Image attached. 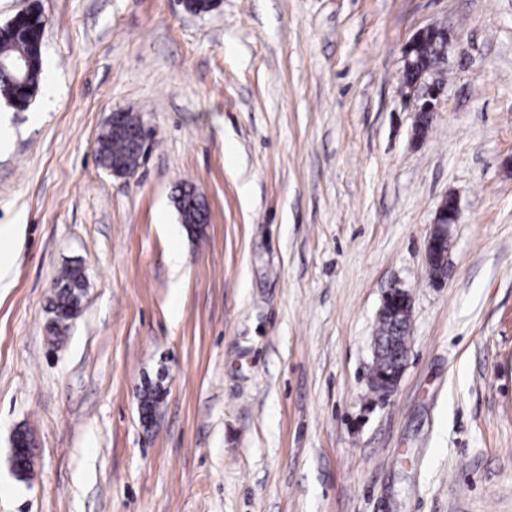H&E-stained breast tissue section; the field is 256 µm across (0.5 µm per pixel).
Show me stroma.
Returning a JSON list of instances; mask_svg holds the SVG:
<instances>
[{
    "label": "stroma",
    "instance_id": "35a3bbf8",
    "mask_svg": "<svg viewBox=\"0 0 512 512\" xmlns=\"http://www.w3.org/2000/svg\"><path fill=\"white\" fill-rule=\"evenodd\" d=\"M29 8L39 91L0 102V512H512V0H0V25ZM432 24L457 43L418 141L403 53ZM115 111L151 134L130 178L98 161ZM393 286L410 354L381 397ZM147 379L168 390L149 430ZM177 192L178 194L174 197V203L181 223L187 224L192 229L196 228L197 224H205L207 221V208L194 188L184 185ZM460 208L456 198L448 195L439 203L435 219V230L425 244L427 268L430 277L441 280L444 275L445 262L448 256V226L458 224ZM78 267H71L62 273L59 279L60 289L51 302L52 306L68 319L80 311L82 303L85 282L78 275ZM409 351L410 347L407 345L398 357L399 367L396 369L395 373L389 374L385 378L381 377L389 372L391 368L390 361L385 356H383L377 362H375L372 376L374 378L380 377V379L376 381H370V387L375 391L381 392L382 394L391 393L399 382L406 367ZM35 442L33 437L26 431H17L12 439L11 468L20 478H26L34 468Z\"/></svg>",
    "mask_w": 512,
    "mask_h": 512
}]
</instances>
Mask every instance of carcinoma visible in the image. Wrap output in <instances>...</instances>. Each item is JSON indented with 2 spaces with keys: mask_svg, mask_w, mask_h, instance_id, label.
I'll list each match as a JSON object with an SVG mask.
<instances>
[{
  "mask_svg": "<svg viewBox=\"0 0 512 512\" xmlns=\"http://www.w3.org/2000/svg\"><path fill=\"white\" fill-rule=\"evenodd\" d=\"M45 21L36 12H28L12 24L0 27V58L15 57L25 54L32 64V75L17 80L0 73V98L17 111L27 110L36 93L31 86L41 81L42 76V42ZM443 45L439 42L426 40L416 49L413 57L422 67L433 66L440 60ZM140 117L130 113H122L121 122L114 125L107 120L98 138L97 154L102 167L106 170L120 168L124 171L137 167L140 153L133 140V133L141 125ZM175 207L181 223L190 228L207 221V208L204 201L194 188L183 186L174 197ZM60 289L52 300V306L67 318H72L80 311L84 282L78 275V267L64 271L59 279ZM410 315H404L393 322L389 318H381L377 334L385 337L400 327L404 335H409Z\"/></svg>",
  "mask_w": 512,
  "mask_h": 512,
  "instance_id": "1",
  "label": "carcinoma"
}]
</instances>
